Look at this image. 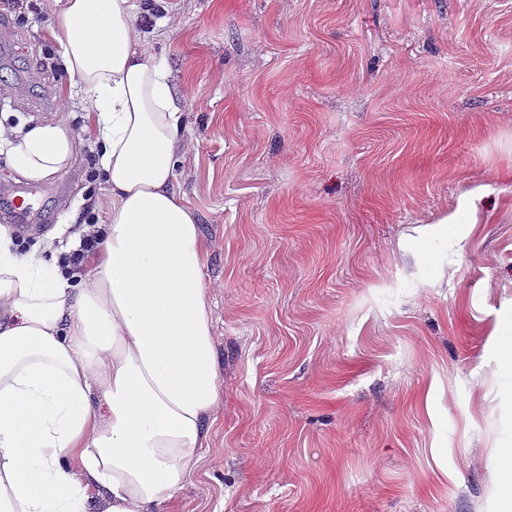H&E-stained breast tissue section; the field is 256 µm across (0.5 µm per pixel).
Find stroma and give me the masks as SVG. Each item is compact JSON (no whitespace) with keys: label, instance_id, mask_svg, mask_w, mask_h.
I'll list each match as a JSON object with an SVG mask.
<instances>
[{"label":"stroma","instance_id":"stroma-1","mask_svg":"<svg viewBox=\"0 0 512 512\" xmlns=\"http://www.w3.org/2000/svg\"><path fill=\"white\" fill-rule=\"evenodd\" d=\"M185 113L224 407L167 512H497L512 443V0H136ZM0 0V120L85 123ZM70 86L63 104L59 90ZM84 140L28 254L112 193ZM494 468L498 480V512L512 511V444L497 449Z\"/></svg>","mask_w":512,"mask_h":512}]
</instances>
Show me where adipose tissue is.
<instances>
[{
    "mask_svg": "<svg viewBox=\"0 0 512 512\" xmlns=\"http://www.w3.org/2000/svg\"><path fill=\"white\" fill-rule=\"evenodd\" d=\"M134 0H65L50 30L89 123L0 121L22 179L57 177L84 137L112 211L71 286L60 249L0 226V512H166L224 406L206 244L175 189L184 114Z\"/></svg>",
    "mask_w": 512,
    "mask_h": 512,
    "instance_id": "adipose-tissue-1",
    "label": "adipose tissue"
}]
</instances>
